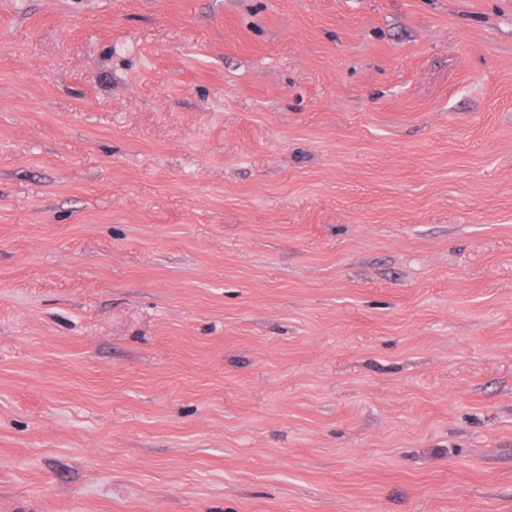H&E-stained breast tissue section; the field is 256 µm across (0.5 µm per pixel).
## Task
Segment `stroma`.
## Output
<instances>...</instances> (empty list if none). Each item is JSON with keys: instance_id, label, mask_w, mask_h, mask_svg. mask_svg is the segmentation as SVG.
Returning <instances> with one entry per match:
<instances>
[{"instance_id": "35a3bbf8", "label": "stroma", "mask_w": 512, "mask_h": 512, "mask_svg": "<svg viewBox=\"0 0 512 512\" xmlns=\"http://www.w3.org/2000/svg\"><path fill=\"white\" fill-rule=\"evenodd\" d=\"M0 512H512V0H0Z\"/></svg>"}]
</instances>
